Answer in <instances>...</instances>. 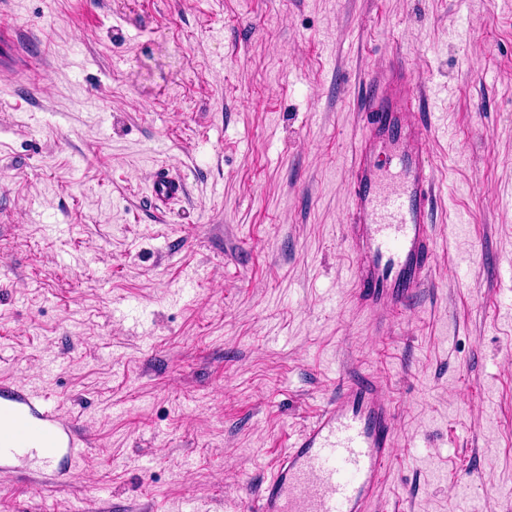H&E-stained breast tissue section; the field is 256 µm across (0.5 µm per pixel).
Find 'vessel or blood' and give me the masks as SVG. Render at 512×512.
I'll list each match as a JSON object with an SVG mask.
<instances>
[{
    "instance_id": "obj_1",
    "label": "vessel or blood",
    "mask_w": 512,
    "mask_h": 512,
    "mask_svg": "<svg viewBox=\"0 0 512 512\" xmlns=\"http://www.w3.org/2000/svg\"><path fill=\"white\" fill-rule=\"evenodd\" d=\"M357 109L367 122L352 155L343 234L354 257V299L383 329L430 282L437 191L428 142L437 115L429 87L415 86L398 52L365 76ZM185 193L181 179L158 169L155 200L175 201ZM394 421L377 382L349 367L335 395L287 443L248 512H370L394 451ZM29 435L30 447L23 443ZM83 443L48 397L0 386V473L22 464L35 477H70L84 456Z\"/></svg>"
}]
</instances>
